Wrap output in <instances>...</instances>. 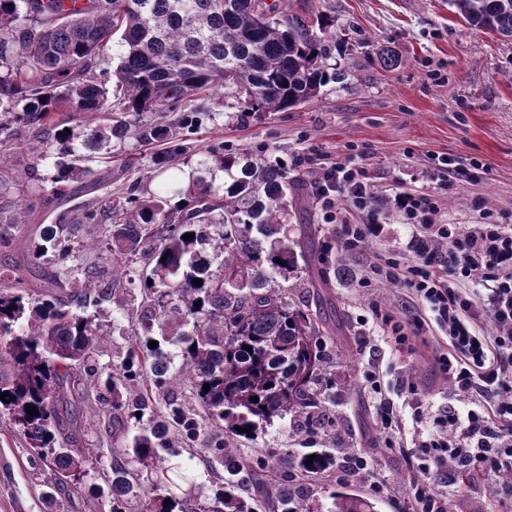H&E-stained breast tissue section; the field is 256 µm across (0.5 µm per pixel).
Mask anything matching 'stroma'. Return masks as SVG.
Segmentation results:
<instances>
[{
    "instance_id": "35a3bbf8",
    "label": "stroma",
    "mask_w": 512,
    "mask_h": 512,
    "mask_svg": "<svg viewBox=\"0 0 512 512\" xmlns=\"http://www.w3.org/2000/svg\"><path fill=\"white\" fill-rule=\"evenodd\" d=\"M316 3L335 18L332 58L347 71L344 83L328 85L314 102L284 112H242L226 100L174 165L186 176L206 174L213 166L210 150L220 144L228 153L280 160L308 184L336 163L365 169L378 199L375 216L384 226L382 236L365 253L336 251L335 225L324 223L320 209H312L311 221L322 225V242L329 247L334 303L326 305L317 294L293 293L310 310L345 324L344 333L326 341L334 372L328 420L305 433L296 431L292 417L274 418L250 448L276 464L287 453L333 448L336 435H343L355 455L386 480L380 491L360 480L361 495L375 501L378 512H408L409 482L417 475L410 450L419 432L409 425L385 427L379 399L364 377L367 364L405 365L430 418L443 417L456 399L435 363L434 337H415L399 351L377 342L362 324L376 305L413 318L408 290L379 281L364 288L360 282L371 274V253L388 255L406 242V228L390 200L400 190L435 191L430 177L434 156L464 165L476 159L483 165L476 179L459 182L445 195L438 223H475L471 200L479 193L491 208L512 210V41L472 29L455 16L448 0ZM375 45L389 49L398 65L384 68L371 51ZM158 151V146L133 141L113 144L114 158L98 165V176L104 186L127 187L153 170ZM80 420L82 445L98 462L81 484L61 494L52 493L49 473L31 460L25 440L0 422V512H102L109 499L108 437L93 406L82 409ZM439 484L446 487L453 512H499L495 480L478 476L462 482L448 468Z\"/></svg>"
}]
</instances>
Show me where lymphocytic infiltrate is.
Instances as JSON below:
<instances>
[{"label": "lymphocytic infiltrate", "instance_id": "obj_1", "mask_svg": "<svg viewBox=\"0 0 512 512\" xmlns=\"http://www.w3.org/2000/svg\"><path fill=\"white\" fill-rule=\"evenodd\" d=\"M460 172L444 157L432 173L437 191L395 193L393 208L409 230L407 254L381 257L372 267L379 279L408 288L423 309L410 323L378 309L374 317L400 349L436 327L448 340L439 369L463 399V410L449 409L422 434L411 491L415 512H448L434 476L447 462L462 475L512 471V217L494 214L480 198L472 204L476 223H434L441 191ZM313 190L342 251L362 252L378 238L375 192L363 167L333 165Z\"/></svg>", "mask_w": 512, "mask_h": 512}]
</instances>
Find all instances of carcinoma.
Returning a JSON list of instances; mask_svg holds the SVG:
<instances>
[{
	"instance_id": "1",
	"label": "carcinoma",
	"mask_w": 512,
	"mask_h": 512,
	"mask_svg": "<svg viewBox=\"0 0 512 512\" xmlns=\"http://www.w3.org/2000/svg\"><path fill=\"white\" fill-rule=\"evenodd\" d=\"M448 5L469 26L512 38V0ZM332 22L312 0H0V164L20 153V127L35 158L23 166L28 184L12 223L85 196L73 223L92 225L112 267L110 279L55 269L72 251L69 225L48 224L30 236L22 261L0 271V419L51 470L53 487L77 483L94 465L80 447L78 412L94 400L119 436L109 512H197L190 477L172 459L199 444L226 472L205 512H321L308 481L330 472L335 456L317 452L309 464L304 454L278 468L243 448L275 417L291 415L308 430L326 420L332 372L320 338L341 323L299 306L279 284L330 287L316 273L325 256L313 249L321 233L309 221L314 197L287 167L247 153H219L224 183L197 177L185 191L166 164L201 116L214 119L201 100L281 112L341 82L345 73L329 63ZM116 33L124 54L113 68ZM163 110L181 111L177 133L152 120ZM78 138L104 160L114 141L164 145L146 177L161 180L152 192L138 178L120 196L95 195L100 181L74 153ZM52 151L53 170L38 174ZM209 224L224 227L221 241L204 233ZM209 248L221 258L215 270ZM136 280L140 298L120 303L128 307L126 358L102 366L107 333L88 309ZM172 334L181 356L174 373L160 347L148 346ZM185 383L195 409L176 395ZM323 492L326 512H376L349 483Z\"/></svg>"
}]
</instances>
